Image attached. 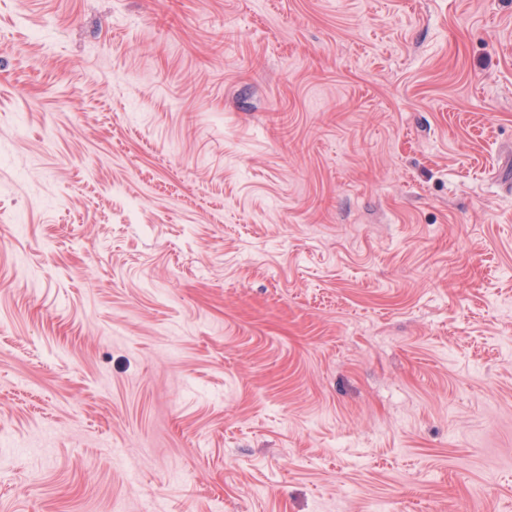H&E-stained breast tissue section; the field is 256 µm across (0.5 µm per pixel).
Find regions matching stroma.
I'll return each mask as SVG.
<instances>
[{"instance_id": "stroma-1", "label": "stroma", "mask_w": 512, "mask_h": 512, "mask_svg": "<svg viewBox=\"0 0 512 512\" xmlns=\"http://www.w3.org/2000/svg\"><path fill=\"white\" fill-rule=\"evenodd\" d=\"M512 512V0H0V512Z\"/></svg>"}]
</instances>
